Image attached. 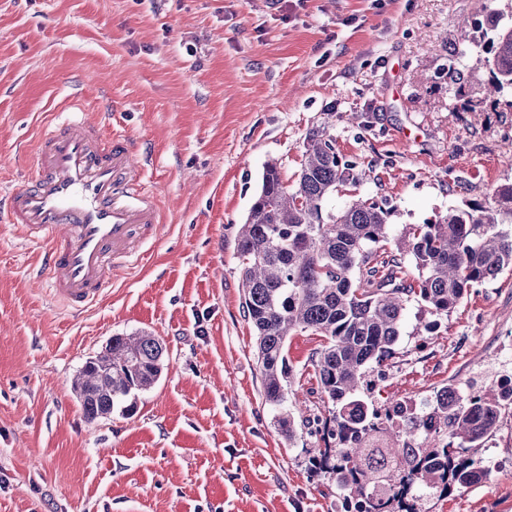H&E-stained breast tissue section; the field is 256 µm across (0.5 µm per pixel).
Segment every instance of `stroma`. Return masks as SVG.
Wrapping results in <instances>:
<instances>
[{"label":"stroma","instance_id":"stroma-1","mask_svg":"<svg viewBox=\"0 0 512 512\" xmlns=\"http://www.w3.org/2000/svg\"><path fill=\"white\" fill-rule=\"evenodd\" d=\"M487 0H0V185L35 164L41 117L80 97L108 112L167 215L147 265L81 316L53 303L34 255L0 223V512H344L312 422L287 442L265 405L241 306L236 232L274 160L293 184L312 129L360 158L330 200L386 197L393 231L512 183V112L458 111L448 56ZM368 121L359 127L355 115ZM436 321L433 333L419 324ZM167 348L132 414L90 421L69 382L112 336ZM512 336V272L448 316L411 306L379 400L420 401L498 374ZM322 337L288 339L291 411L325 415L309 364ZM504 468L431 512H512V408L492 445Z\"/></svg>","mask_w":512,"mask_h":512}]
</instances>
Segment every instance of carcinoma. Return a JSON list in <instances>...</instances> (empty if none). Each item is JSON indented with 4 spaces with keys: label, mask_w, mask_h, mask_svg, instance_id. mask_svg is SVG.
<instances>
[{
    "label": "carcinoma",
    "mask_w": 512,
    "mask_h": 512,
    "mask_svg": "<svg viewBox=\"0 0 512 512\" xmlns=\"http://www.w3.org/2000/svg\"><path fill=\"white\" fill-rule=\"evenodd\" d=\"M512 0H488L483 19L463 31L482 73L464 78L449 59L448 78L458 92L476 82L472 111L512 112ZM293 186L275 161L266 163L259 191L239 228L244 317L256 332V356L265 403L282 408L276 424L296 438L294 413L284 407L291 367L288 337L314 332L325 343L310 364L318 378L324 447L309 458L362 504V512H422L427 490L446 496L484 476L476 449L512 406V392L468 393L449 384L423 399L419 411L400 415L403 402L381 409L368 379L373 366L395 354L408 306L448 315L471 289L512 271V183L488 200L464 203L394 241V207L385 197L358 198L323 210L338 188L356 184L361 162L339 155L318 129L306 136ZM166 348L151 333L119 334L89 357L70 380L85 417L131 413L133 398L154 388ZM434 425L425 429V417Z\"/></svg>",
    "instance_id": "cac0c4a2"
}]
</instances>
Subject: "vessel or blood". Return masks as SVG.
<instances>
[{"label": "vessel or blood", "mask_w": 512, "mask_h": 512, "mask_svg": "<svg viewBox=\"0 0 512 512\" xmlns=\"http://www.w3.org/2000/svg\"><path fill=\"white\" fill-rule=\"evenodd\" d=\"M68 112L46 121L25 183L0 194V220L35 248L53 299L80 314L156 241L166 216L129 138L109 132V114L90 118L78 98Z\"/></svg>", "instance_id": "b4317fda"}]
</instances>
